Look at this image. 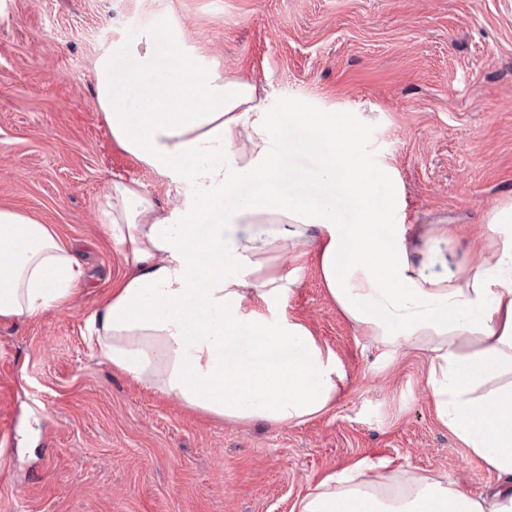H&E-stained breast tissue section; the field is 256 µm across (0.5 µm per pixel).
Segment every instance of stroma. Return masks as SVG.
<instances>
[{
	"label": "stroma",
	"instance_id": "obj_1",
	"mask_svg": "<svg viewBox=\"0 0 512 512\" xmlns=\"http://www.w3.org/2000/svg\"><path fill=\"white\" fill-rule=\"evenodd\" d=\"M154 11L203 65L271 111L347 114L409 224L485 231L512 197V0H7L0 17V206L52 225L88 277L70 305L0 322V512H292L322 473L390 458L477 494L494 471L444 427L428 360L360 336L314 258L284 266L289 312L340 359L334 405L298 425L227 423L101 363L86 320L126 273L99 222L105 185L176 192L112 146L92 62Z\"/></svg>",
	"mask_w": 512,
	"mask_h": 512
}]
</instances>
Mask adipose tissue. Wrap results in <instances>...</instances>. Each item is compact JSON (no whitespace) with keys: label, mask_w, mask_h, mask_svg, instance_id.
<instances>
[{"label":"adipose tissue","mask_w":512,"mask_h":512,"mask_svg":"<svg viewBox=\"0 0 512 512\" xmlns=\"http://www.w3.org/2000/svg\"><path fill=\"white\" fill-rule=\"evenodd\" d=\"M94 102L113 145L156 172L180 203L110 180L101 222L127 273L87 319L101 362L201 415L300 424L335 402L345 373L287 308L288 254L314 255L344 317L371 341L429 354L438 420L498 476L473 495L389 459L319 477L298 512H512V201L487 239L407 224L372 205L388 171L360 160L346 117L270 112L257 86L202 70L184 31L159 18L106 45ZM309 153L316 171L293 158ZM355 207L336 216V199ZM464 261L449 264L448 254ZM85 278L50 225L0 206V320L66 307Z\"/></svg>","instance_id":"obj_1"}]
</instances>
